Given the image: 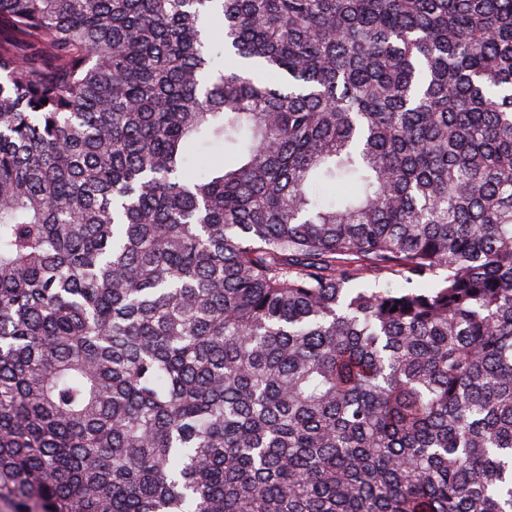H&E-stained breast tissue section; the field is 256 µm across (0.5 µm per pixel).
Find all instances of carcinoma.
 Segmentation results:
<instances>
[{
  "instance_id": "carcinoma-1",
  "label": "carcinoma",
  "mask_w": 512,
  "mask_h": 512,
  "mask_svg": "<svg viewBox=\"0 0 512 512\" xmlns=\"http://www.w3.org/2000/svg\"><path fill=\"white\" fill-rule=\"evenodd\" d=\"M0 512H512V0H0Z\"/></svg>"
}]
</instances>
